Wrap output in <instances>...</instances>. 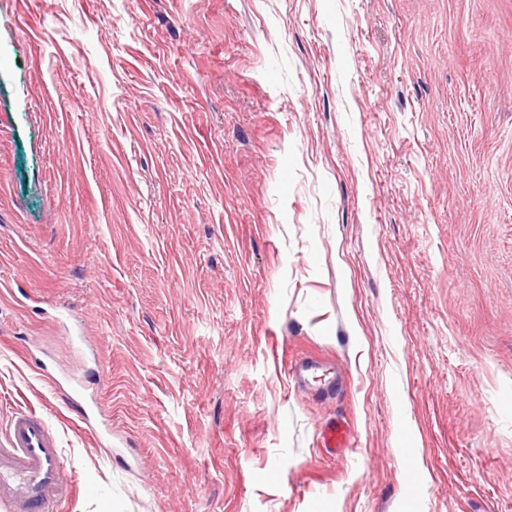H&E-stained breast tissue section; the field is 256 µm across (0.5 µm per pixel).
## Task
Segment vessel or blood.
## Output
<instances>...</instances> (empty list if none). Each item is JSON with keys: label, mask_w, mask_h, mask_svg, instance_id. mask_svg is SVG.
Wrapping results in <instances>:
<instances>
[{"label": "vessel or blood", "mask_w": 512, "mask_h": 512, "mask_svg": "<svg viewBox=\"0 0 512 512\" xmlns=\"http://www.w3.org/2000/svg\"><path fill=\"white\" fill-rule=\"evenodd\" d=\"M323 364L309 356L292 358L286 374L295 386H305ZM321 448L332 456L354 446V434L342 420L325 423L319 433ZM63 458L54 432L41 413L19 409L0 429V503L10 512H56L71 494L62 478Z\"/></svg>", "instance_id": "obj_1"}]
</instances>
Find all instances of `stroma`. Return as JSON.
Wrapping results in <instances>:
<instances>
[{"label": "stroma", "instance_id": "1", "mask_svg": "<svg viewBox=\"0 0 512 512\" xmlns=\"http://www.w3.org/2000/svg\"><path fill=\"white\" fill-rule=\"evenodd\" d=\"M1 278L59 512H512V0H0ZM324 364L309 356L294 357L289 362L287 361L285 373L292 380L295 387L306 386L309 378L315 377L319 370L324 369ZM319 442V448L336 457L354 447V433L347 422L329 420L319 433Z\"/></svg>", "mask_w": 512, "mask_h": 512}]
</instances>
